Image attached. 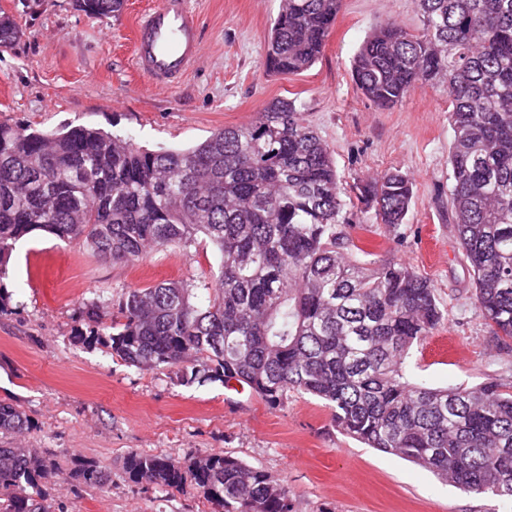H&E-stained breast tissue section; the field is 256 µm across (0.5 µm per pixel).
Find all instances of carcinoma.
Segmentation results:
<instances>
[{"label": "carcinoma", "mask_w": 512, "mask_h": 512, "mask_svg": "<svg viewBox=\"0 0 512 512\" xmlns=\"http://www.w3.org/2000/svg\"><path fill=\"white\" fill-rule=\"evenodd\" d=\"M343 0H282L265 46L270 73L297 75L322 54ZM125 0H76L94 16ZM422 26L386 20L351 63L356 89L391 108L417 87L448 91L452 140L448 200L473 279L475 307L497 338L512 339V0H415ZM0 9V46L16 41ZM377 223H404L411 177L389 171L357 187ZM350 223L327 144L295 101L272 102L257 120L189 149L149 150L89 126L55 131L0 124V278L16 240L45 231L85 243L115 263L147 251L216 247L208 304L170 280L87 302L89 333L129 366L182 367V380H235L277 407L289 392L332 411L344 435L392 454L466 494L512 505V383L429 387L407 358L445 319L431 282L393 262L370 264L342 230ZM0 403V433L26 428ZM124 473L162 492L191 483L224 512H293L286 487L223 454L187 467L131 452ZM58 476L37 451L0 447V512H64L47 486ZM100 489L102 467L78 473Z\"/></svg>", "instance_id": "cac0c4a2"}]
</instances>
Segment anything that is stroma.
Masks as SVG:
<instances>
[{
    "instance_id": "35a3bbf8",
    "label": "stroma",
    "mask_w": 512,
    "mask_h": 512,
    "mask_svg": "<svg viewBox=\"0 0 512 512\" xmlns=\"http://www.w3.org/2000/svg\"><path fill=\"white\" fill-rule=\"evenodd\" d=\"M159 0H126L97 17L74 0H0L23 35L0 48V124L50 131L85 125L128 136L156 150L195 146L216 130L256 120L277 99L295 101L328 145L346 231L375 259L428 278L445 322L408 360L413 381L431 387L512 379V340H499L475 308L468 265L448 204L452 129L443 87L415 88L383 109L361 95L351 60L382 21L420 25L414 0H343L318 60L286 77L264 72L265 44L281 0H190L202 56L178 87L151 83L132 67V26ZM398 169L414 181L404 224L376 223L356 186ZM219 262L205 238L115 263L75 241L42 231L18 240L0 278V402L29 419L0 434V446L34 448L64 477L51 494L65 512H215L193 485L167 492L126 479L132 451L185 461L226 454L267 472L291 493L293 512H504L489 496L467 495L399 457L340 433L331 411L306 394L270 407L250 391L219 381L183 382L178 368L141 370L99 343L76 341L83 305L97 295L179 280L195 288ZM94 463L112 474L104 489L70 476Z\"/></svg>"
}]
</instances>
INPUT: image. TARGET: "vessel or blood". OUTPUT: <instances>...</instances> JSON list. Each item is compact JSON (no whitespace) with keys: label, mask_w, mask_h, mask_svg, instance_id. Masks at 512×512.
<instances>
[{"label":"vessel or blood","mask_w":512,"mask_h":512,"mask_svg":"<svg viewBox=\"0 0 512 512\" xmlns=\"http://www.w3.org/2000/svg\"><path fill=\"white\" fill-rule=\"evenodd\" d=\"M202 53L198 26L188 0H160L138 16L134 26L133 66L155 83L177 86Z\"/></svg>","instance_id":"vessel-or-blood-1"}]
</instances>
